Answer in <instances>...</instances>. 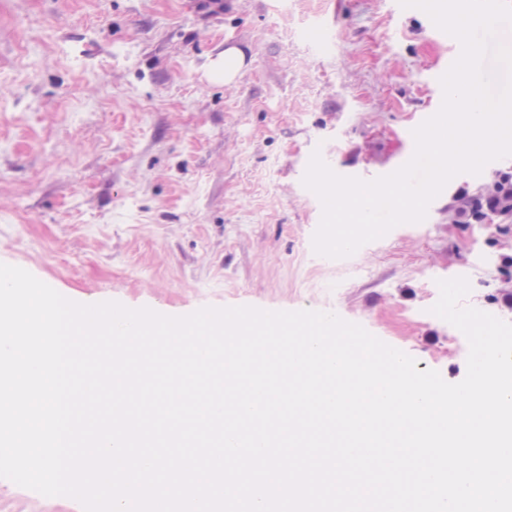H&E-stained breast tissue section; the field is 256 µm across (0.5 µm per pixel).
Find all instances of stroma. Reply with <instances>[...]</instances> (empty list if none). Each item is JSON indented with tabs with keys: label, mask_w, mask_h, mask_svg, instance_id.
Instances as JSON below:
<instances>
[{
	"label": "stroma",
	"mask_w": 512,
	"mask_h": 512,
	"mask_svg": "<svg viewBox=\"0 0 512 512\" xmlns=\"http://www.w3.org/2000/svg\"><path fill=\"white\" fill-rule=\"evenodd\" d=\"M0 0V263L82 304L184 316L206 306L334 313L450 383L465 335L438 280L512 323V218L457 224L455 176L419 223L347 258L312 248L313 151L371 180L413 155L454 46L389 0ZM244 66L213 73L227 47ZM0 512H83L0 478Z\"/></svg>",
	"instance_id": "stroma-1"
}]
</instances>
